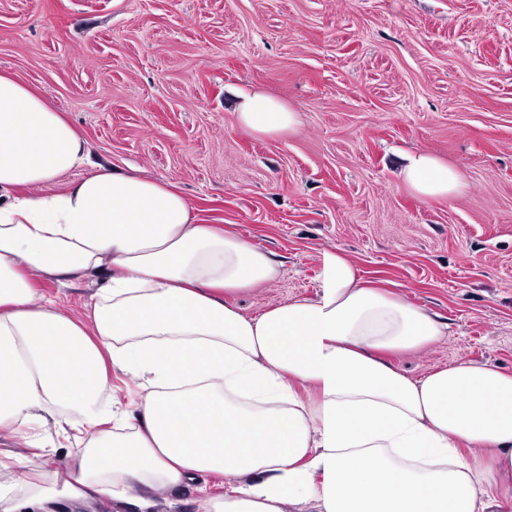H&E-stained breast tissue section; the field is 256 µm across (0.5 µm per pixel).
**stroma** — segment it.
Returning <instances> with one entry per match:
<instances>
[{
    "label": "stroma",
    "instance_id": "1",
    "mask_svg": "<svg viewBox=\"0 0 512 512\" xmlns=\"http://www.w3.org/2000/svg\"><path fill=\"white\" fill-rule=\"evenodd\" d=\"M47 99L92 161L174 185L201 223L277 264L233 297L252 317L319 292L323 255L440 316L448 334L388 355L419 379L460 363L512 373V0H0V74ZM298 112L257 138L236 94ZM456 168L459 190L423 199L407 155ZM92 278L42 282L82 316ZM54 427L0 438V460L65 467ZM224 478L156 488L150 512H205Z\"/></svg>",
    "mask_w": 512,
    "mask_h": 512
}]
</instances>
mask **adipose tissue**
Masks as SVG:
<instances>
[{
	"label": "adipose tissue",
	"mask_w": 512,
	"mask_h": 512,
	"mask_svg": "<svg viewBox=\"0 0 512 512\" xmlns=\"http://www.w3.org/2000/svg\"><path fill=\"white\" fill-rule=\"evenodd\" d=\"M236 117L266 138L298 123L258 91L240 93ZM87 163L80 132L0 75V433L74 423L81 435L66 470L1 481L0 512L146 507L156 485L199 472L224 478L207 512H488L487 488L512 482L511 373L393 370L382 352L433 344L447 325L339 253L325 255L316 298L243 316L224 298L277 278L266 252L200 223L167 183ZM403 180L425 199L460 183L424 151ZM88 275L99 286L84 316L33 301L42 279ZM111 368L144 379L134 415L99 404Z\"/></svg>",
	"instance_id": "adipose-tissue-1"
}]
</instances>
